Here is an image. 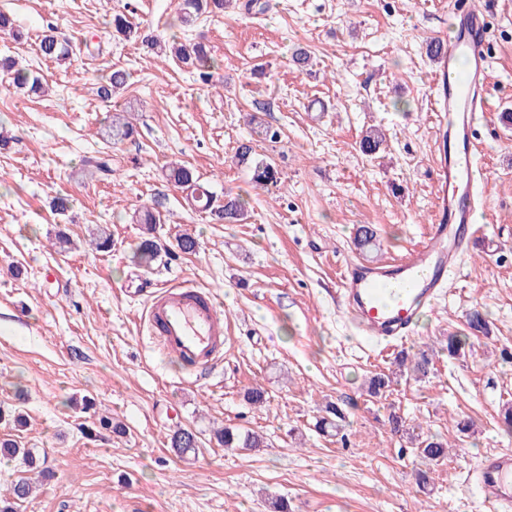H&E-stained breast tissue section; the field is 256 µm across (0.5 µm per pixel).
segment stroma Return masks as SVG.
I'll return each mask as SVG.
<instances>
[{
  "label": "stroma",
  "mask_w": 512,
  "mask_h": 512,
  "mask_svg": "<svg viewBox=\"0 0 512 512\" xmlns=\"http://www.w3.org/2000/svg\"><path fill=\"white\" fill-rule=\"evenodd\" d=\"M247 0L182 25L174 0H0L22 30L0 34V59L37 73L32 97L0 79V410L20 411L25 426L0 420L43 460L21 512H270L286 497L291 512H484L468 475L490 450L511 449L499 414L512 404V0H474L490 20L491 110L474 132L486 201L477 239L446 295L426 311L403 348L365 340L339 296L343 263L377 262L423 242L434 217L430 109L431 36L448 26L443 0H269L262 14ZM134 34H112V14ZM52 30L69 56L43 58L37 44ZM206 43L215 59L209 81L152 42ZM306 66L292 60L296 49ZM123 90L97 89L114 70ZM129 117L135 140L107 135L112 113ZM278 130L256 139L254 122ZM379 127L381 150L367 157L362 134ZM253 141L278 168L277 185L258 188L235 153ZM108 158L109 177L86 176L82 161ZM180 162L221 196L241 197L238 224L211 220L165 179ZM70 201L65 213L56 197ZM161 202L151 265L137 248L135 210ZM375 246L355 245L358 225ZM108 228L109 251L92 231ZM73 243L55 245L58 233ZM189 234L195 253L177 240ZM187 282L214 293L224 315V356L191 377L161 351L143 325L144 281ZM487 313V334L470 336L473 310ZM469 335L460 359L448 335ZM431 352L427 378L396 374L400 350ZM391 373L384 398L366 393L369 377ZM268 393L250 407L249 388ZM348 415L341 431L317 432L327 402ZM400 416L406 430L392 434ZM122 423L113 434L101 419ZM472 422L471 433L457 430ZM225 425L266 434L256 452L213 441ZM180 428L199 437L196 453L170 444ZM436 434L448 457L422 461L415 436Z\"/></svg>",
  "instance_id": "obj_1"
}]
</instances>
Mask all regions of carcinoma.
I'll return each instance as SVG.
<instances>
[{
	"label": "carcinoma",
	"mask_w": 512,
	"mask_h": 512,
	"mask_svg": "<svg viewBox=\"0 0 512 512\" xmlns=\"http://www.w3.org/2000/svg\"><path fill=\"white\" fill-rule=\"evenodd\" d=\"M227 0H179L178 15L184 24L196 21L204 14L217 15L224 11ZM40 50L43 55L63 60L68 55V48L57 35L50 32L43 35L40 41ZM170 56L177 58L182 63L194 68L199 77L207 80L211 77V70L214 68V60L202 42L183 44L174 42L164 48ZM6 72L9 84L19 90H27L37 94L41 90V82L38 76L32 71L23 68H16V62L9 61L0 67ZM125 73L121 70H114L109 75L106 83L99 86L98 95L103 99H110L112 95L125 85ZM112 133V140L121 142L135 138L137 130L135 126L121 114L112 115L108 125ZM384 143L383 133L371 128L365 131L359 141L360 151L372 156L379 152ZM255 150L252 141L241 143L236 152L239 162L250 164L252 181L260 188H266L278 183V171L268 161L254 158ZM166 179L176 186L191 190V198L204 210L208 211L216 220L226 224L240 222L245 214L246 203L238 198L226 196L224 202H219L208 189L198 183L194 170L185 164L172 163L166 169ZM135 221L145 225L146 237L139 244L140 259L149 264L159 256L160 247L155 240L153 233L157 224V216L150 208L135 211ZM397 362L414 374L417 379L428 376L431 370V358L425 352L413 356L407 353H400ZM392 379L385 373H376L371 376L367 383V392L371 397H381L389 391ZM325 416L321 417L318 429L325 431L329 428L339 430L346 420L344 411L333 402L326 403L324 407ZM218 444L224 448H246L258 451L268 447L267 438L264 434L254 430L241 429L237 426H226L214 431ZM171 447L178 453L187 455L194 453L198 447L197 435L191 430H177L171 437ZM417 457L424 461L439 462L448 457V442L432 436L422 438L416 448ZM0 456L10 459H21L22 463L30 465L33 463L32 452L27 448H21L15 439H0ZM32 488L25 480L15 482L9 489L8 494L0 495V512H18L20 503L30 497Z\"/></svg>",
	"instance_id": "1"
}]
</instances>
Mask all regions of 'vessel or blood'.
Returning a JSON list of instances; mask_svg holds the SVG:
<instances>
[{"mask_svg": "<svg viewBox=\"0 0 512 512\" xmlns=\"http://www.w3.org/2000/svg\"><path fill=\"white\" fill-rule=\"evenodd\" d=\"M452 29L436 33L432 58L434 108L441 132L434 181L437 215L424 244L384 262L345 263L340 297L365 336L378 342L412 336L423 307L449 287L460 260L481 231L474 221L481 174L475 161L477 115L490 66L489 21L471 4L452 9ZM145 323L166 354L192 372L217 364L224 351V317L192 285L148 288ZM486 512H512V452H486L474 471Z\"/></svg>", "mask_w": 512, "mask_h": 512, "instance_id": "obj_1", "label": "vessel or blood"}]
</instances>
